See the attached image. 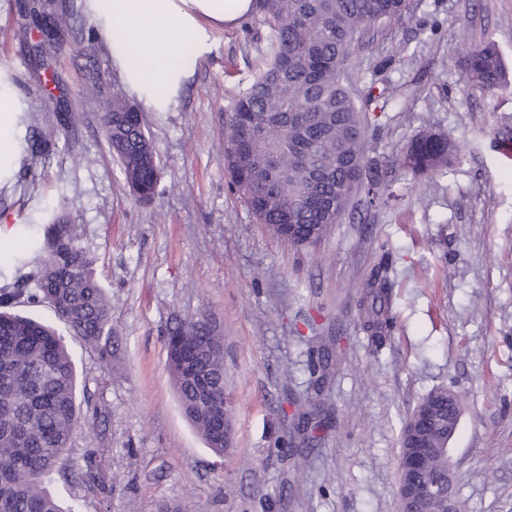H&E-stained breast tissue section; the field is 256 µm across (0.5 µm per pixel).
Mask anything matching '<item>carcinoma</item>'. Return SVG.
I'll return each instance as SVG.
<instances>
[{"label":"carcinoma","mask_w":512,"mask_h":512,"mask_svg":"<svg viewBox=\"0 0 512 512\" xmlns=\"http://www.w3.org/2000/svg\"><path fill=\"white\" fill-rule=\"evenodd\" d=\"M410 11L409 0H252L250 15L266 27L260 38L246 31L256 53L258 74L240 91L224 126V167L232 191L258 223L278 239L301 240L278 231L280 224H320L323 239L341 222L354 195L366 203L388 205L396 196L368 174L369 111L383 93L353 87L345 64L365 28L397 21ZM78 12L67 4L52 25L70 29ZM504 62L497 45L484 41L465 55L466 79L486 93L498 92ZM131 102L121 92L101 101L105 136L119 160L124 180L143 200L155 192L158 170L154 143ZM456 156L448 138L422 133L400 159V168L430 178ZM270 157L277 177L258 182L254 166ZM41 257L36 288L18 279L0 289V512H65L50 490L58 464L87 419L82 417L78 375L63 333L53 324L13 312L22 296L47 303L66 332L80 337L103 361H112V302L94 274L95 259L77 243L72 225L60 216L43 225L33 241ZM389 265L371 274V303L361 313L372 342L390 331L392 288ZM169 369L181 407L193 428L216 454L224 440L210 428L211 408L224 405V349L221 338L201 320L183 321L168 336ZM447 388L427 394L405 420L400 442L418 410L445 398ZM292 417L315 433L328 427L314 398L292 400ZM437 432L420 435L428 448L415 479L435 488L443 508L462 512L463 503L448 492V458L434 451Z\"/></svg>","instance_id":"cac0c4a2"}]
</instances>
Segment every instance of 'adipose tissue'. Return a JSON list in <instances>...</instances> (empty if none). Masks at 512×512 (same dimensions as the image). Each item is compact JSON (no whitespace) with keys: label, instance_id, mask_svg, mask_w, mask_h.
<instances>
[{"label":"adipose tissue","instance_id":"obj_1","mask_svg":"<svg viewBox=\"0 0 512 512\" xmlns=\"http://www.w3.org/2000/svg\"><path fill=\"white\" fill-rule=\"evenodd\" d=\"M251 0H92L98 22L113 26L112 58L138 91L169 86L185 69V45L200 33L197 15L236 23Z\"/></svg>","mask_w":512,"mask_h":512}]
</instances>
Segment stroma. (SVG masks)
Returning a JSON list of instances; mask_svg holds the SVG:
<instances>
[{
  "label": "stroma",
  "instance_id": "1",
  "mask_svg": "<svg viewBox=\"0 0 512 512\" xmlns=\"http://www.w3.org/2000/svg\"><path fill=\"white\" fill-rule=\"evenodd\" d=\"M27 2L0 0V93L21 107L0 226L19 251L25 230L64 214L112 299L111 362L66 339L80 393L100 414L61 461L53 489L63 503L77 512H399L401 423L445 387L461 402L450 454L467 512H512V81L490 95L462 68L468 46L491 40L512 74V0H411L404 18L368 28L348 69L358 85L385 91L369 133L398 201L356 197L320 244L298 248L257 223L224 167V124L254 74L241 24H206L165 105H140L160 173L142 201L106 143L99 100L129 85L90 0H77L78 23L46 57L13 36ZM90 85L97 97L84 95ZM74 111L75 125H59ZM44 125L55 126L54 143L33 152ZM429 129L459 157L427 182L395 159ZM383 259L393 328L375 346L359 310ZM189 318L224 339L235 413L221 457L183 416L167 365V331ZM325 336L341 339L322 394L332 425L291 454L289 399L310 395L323 374ZM91 455L101 462L92 479Z\"/></svg>",
  "mask_w": 512,
  "mask_h": 512
}]
</instances>
